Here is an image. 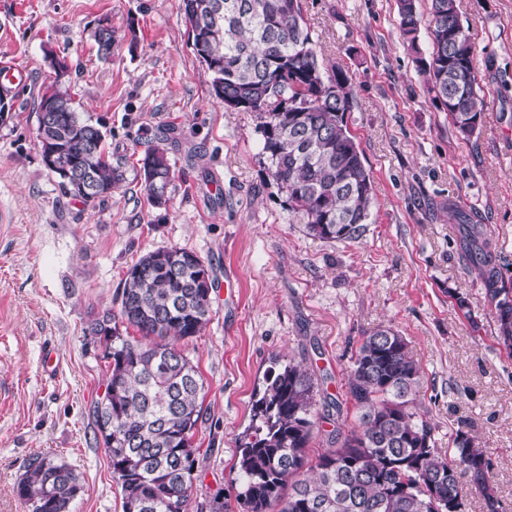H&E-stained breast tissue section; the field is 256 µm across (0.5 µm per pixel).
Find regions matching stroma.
Wrapping results in <instances>:
<instances>
[{
    "label": "stroma",
    "instance_id": "35a3bbf8",
    "mask_svg": "<svg viewBox=\"0 0 512 512\" xmlns=\"http://www.w3.org/2000/svg\"><path fill=\"white\" fill-rule=\"evenodd\" d=\"M477 50L483 127L460 139L398 32L396 0H303L317 55L350 73L346 115L375 185L363 238L307 236L260 155L256 119L211 97L212 74L192 50L180 0H0V58L22 73L14 117L0 124V512H28L14 493L37 457L65 460L84 491L70 512H122L91 409L108 372L85 335L116 309L127 269L146 252L197 253L232 287L214 288L211 321L180 346L205 383L192 505L244 512L239 439L272 360L321 378L342 415L322 422L310 455L349 435L352 357L383 325L404 336L421 370L415 406L447 454L465 430L493 463L499 512H512V352L456 233L457 214L484 225L512 287V0H457ZM109 19L115 45L91 37ZM70 67L82 118L105 125L126 181L91 207L61 194L36 147L34 99L54 79L46 52ZM173 128L167 208L140 186L145 128ZM466 297L459 309L455 295ZM93 41L97 46V53L103 60L109 59L112 54V46L115 43L112 26L108 22H102L92 34Z\"/></svg>",
    "mask_w": 512,
    "mask_h": 512
}]
</instances>
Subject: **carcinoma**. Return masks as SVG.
<instances>
[{
    "instance_id": "obj_1",
    "label": "carcinoma",
    "mask_w": 512,
    "mask_h": 512,
    "mask_svg": "<svg viewBox=\"0 0 512 512\" xmlns=\"http://www.w3.org/2000/svg\"><path fill=\"white\" fill-rule=\"evenodd\" d=\"M398 0V27L415 54L433 101L468 141L481 128L483 101L476 49L457 0ZM192 48L212 73L213 97L257 119L261 154L286 196L288 212L307 235L355 242L366 232L374 204L370 169L346 114L355 104L352 77L320 64L301 0H182ZM427 27L431 52L419 45ZM97 53L110 58L112 26L92 34ZM54 81L36 100V145L66 196L85 205L112 197L126 180L112 161L106 131L80 117L67 84L69 66L46 54ZM17 94L0 85V123L12 117ZM168 131L157 130L140 159L141 190L151 206L167 207L172 183ZM463 250L494 311L497 339L512 351V288L502 279L501 256L482 225L464 217ZM195 252L163 247L143 254L122 279L119 309L95 316L85 329L102 347L109 378L92 407L96 433L112 424L103 445L120 486L122 512H192L200 449L204 382L178 342L201 335L211 321L214 279ZM137 335H130V331ZM420 367L409 343L379 326L352 357L349 394L359 429L338 448L310 459L322 391L299 364L271 365L256 389L251 424L240 438L238 494L246 512H465L473 492L495 490L492 461L458 430L439 456L432 428L417 419L413 395ZM84 490L66 462L35 458L15 493L30 512H69Z\"/></svg>"
}]
</instances>
